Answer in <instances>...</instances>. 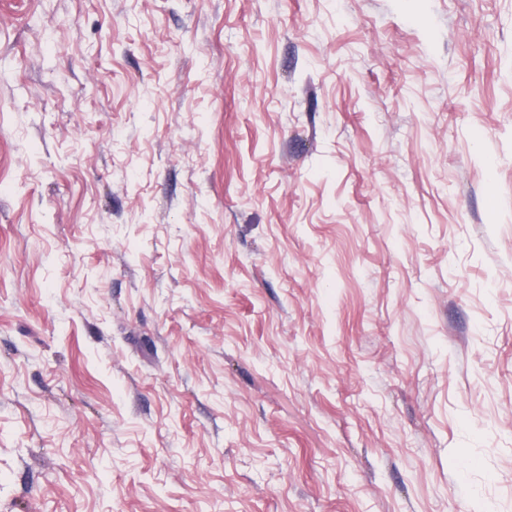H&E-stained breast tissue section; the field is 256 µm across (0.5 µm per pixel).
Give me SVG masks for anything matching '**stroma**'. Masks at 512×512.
Masks as SVG:
<instances>
[{"label": "stroma", "instance_id": "stroma-1", "mask_svg": "<svg viewBox=\"0 0 512 512\" xmlns=\"http://www.w3.org/2000/svg\"><path fill=\"white\" fill-rule=\"evenodd\" d=\"M0 512H512V0H0Z\"/></svg>", "mask_w": 512, "mask_h": 512}]
</instances>
